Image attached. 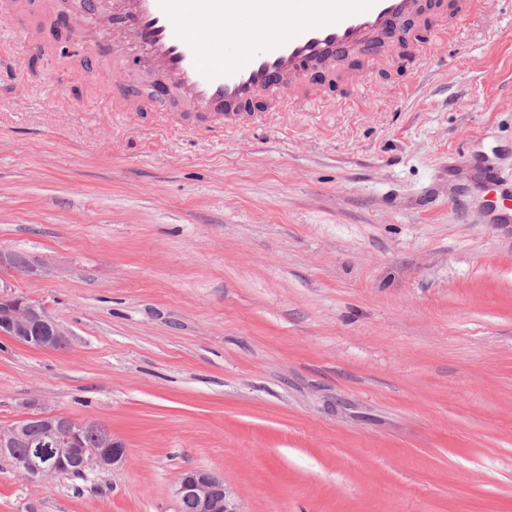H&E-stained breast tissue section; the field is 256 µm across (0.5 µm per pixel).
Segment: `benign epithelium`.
<instances>
[{
	"instance_id": "7a95c632",
	"label": "benign epithelium",
	"mask_w": 512,
	"mask_h": 512,
	"mask_svg": "<svg viewBox=\"0 0 512 512\" xmlns=\"http://www.w3.org/2000/svg\"><path fill=\"white\" fill-rule=\"evenodd\" d=\"M0 268L15 271L29 269L20 255L0 249ZM11 284L0 280V334L37 347L57 350L68 344L66 332L41 303L10 292ZM32 425L15 424L0 429V455L15 452L21 441L27 444L15 464L27 479H43L77 463L83 475L96 470L113 469L126 460L128 448L119 440L107 438L99 447L85 444L88 424L60 415L30 417ZM177 500L190 499L195 512H242L233 492L218 476L204 471L186 473L175 489Z\"/></svg>"
}]
</instances>
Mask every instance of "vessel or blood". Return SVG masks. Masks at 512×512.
Masks as SVG:
<instances>
[{
  "label": "vessel or blood",
  "mask_w": 512,
  "mask_h": 512,
  "mask_svg": "<svg viewBox=\"0 0 512 512\" xmlns=\"http://www.w3.org/2000/svg\"><path fill=\"white\" fill-rule=\"evenodd\" d=\"M415 0H113L154 65L161 103L228 119L253 99L285 97L312 66L364 56ZM266 30L254 38L255 27Z\"/></svg>",
  "instance_id": "b4317fda"
}]
</instances>
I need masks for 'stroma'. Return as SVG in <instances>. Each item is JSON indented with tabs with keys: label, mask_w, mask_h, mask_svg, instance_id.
I'll return each instance as SVG.
<instances>
[{
	"label": "stroma",
	"mask_w": 512,
	"mask_h": 512,
	"mask_svg": "<svg viewBox=\"0 0 512 512\" xmlns=\"http://www.w3.org/2000/svg\"><path fill=\"white\" fill-rule=\"evenodd\" d=\"M110 5L64 34L0 0V248L31 267L0 278L68 333L0 335V428L129 453L0 457V512H179L194 469L243 512H512V13L421 18L403 58L208 128L157 110ZM46 421L38 425L15 424L0 429V455L15 454L14 446L23 441L28 448L15 464L27 479H43L60 469L77 463L82 475L96 470L114 469L123 464L128 448L119 440L107 438L99 448L85 444L88 423L76 422L60 415H38L23 421ZM48 420V421H47Z\"/></svg>",
	"instance_id": "35a3bbf8"
}]
</instances>
